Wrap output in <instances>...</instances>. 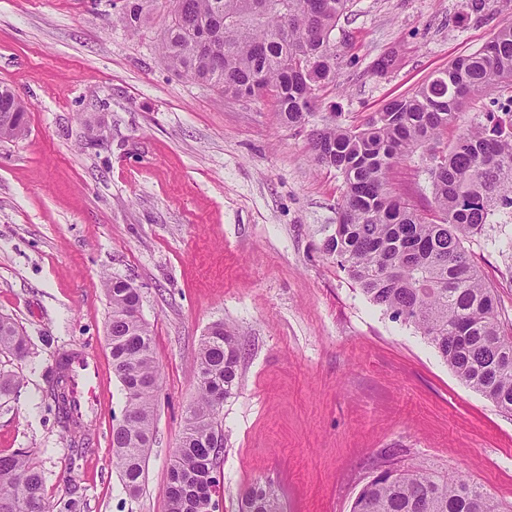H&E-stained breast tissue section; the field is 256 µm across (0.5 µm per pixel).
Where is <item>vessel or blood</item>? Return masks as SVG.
I'll list each match as a JSON object with an SVG mask.
<instances>
[{
	"label": "vessel or blood",
	"instance_id": "1",
	"mask_svg": "<svg viewBox=\"0 0 512 512\" xmlns=\"http://www.w3.org/2000/svg\"><path fill=\"white\" fill-rule=\"evenodd\" d=\"M63 372L67 403L73 415L83 419L95 414L104 386L101 364L95 354L82 347L70 349Z\"/></svg>",
	"mask_w": 512,
	"mask_h": 512
}]
</instances>
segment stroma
I'll return each instance as SVG.
<instances>
[{"mask_svg": "<svg viewBox=\"0 0 512 512\" xmlns=\"http://www.w3.org/2000/svg\"><path fill=\"white\" fill-rule=\"evenodd\" d=\"M354 0L333 35L338 75L307 127L281 125L273 98H227L177 76L158 44L166 0L139 35L119 0H0V86L28 106V134L0 141V315L28 355L0 353L21 385L0 399V453L24 448L50 512H165L168 472L197 396L200 341L218 323L243 336L241 380L219 409L218 512L272 484L282 512H350L391 448L405 465L462 471L512 512V413L461 383L412 327L369 303L320 247L344 192L310 158L311 130L360 125L455 57L479 49L512 0ZM388 56L392 65L374 64ZM422 152L391 174L423 216ZM512 221L466 248L512 336ZM138 288L161 374L143 489L126 491L110 446L124 398L106 341L104 276ZM100 358L105 391L75 454L46 390L76 345Z\"/></svg>", "mask_w": 512, "mask_h": 512, "instance_id": "obj_1", "label": "stroma"}]
</instances>
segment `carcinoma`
I'll return each instance as SVG.
<instances>
[{
	"mask_svg": "<svg viewBox=\"0 0 512 512\" xmlns=\"http://www.w3.org/2000/svg\"><path fill=\"white\" fill-rule=\"evenodd\" d=\"M148 0H124L118 22L141 31ZM159 47L177 75L227 97H272L280 122L303 127L319 92L336 80L331 48L338 20L352 0H170ZM512 87V21L475 52L459 56L413 93L389 100L359 126L335 123L312 134L314 162L344 180L334 232L323 252L390 319L410 326L455 376L497 408L512 413V337L502 334L498 302L466 253L464 242L497 215H512V112L463 121L465 106L489 90ZM28 107L0 86V140L27 135ZM450 127L461 133L442 145ZM426 153L434 218L429 220L390 185V171L417 150ZM107 341L124 397L111 444L125 489L141 491L155 432L160 373L149 324L133 317L139 290L106 277ZM0 352L27 356L24 333L0 315ZM242 348L234 331L216 325L196 359V402L184 421L171 462L166 512H216L210 472L223 440L218 392L239 384ZM19 377L0 371V397ZM48 395L65 434L78 428L67 407L63 378L52 375ZM279 498L269 486L249 487L240 512H270ZM0 512H48L44 478L19 449L0 455ZM350 512H501L498 501L459 472L397 467L374 475Z\"/></svg>",
	"mask_w": 512,
	"mask_h": 512,
	"instance_id": "obj_1",
	"label": "carcinoma"
}]
</instances>
